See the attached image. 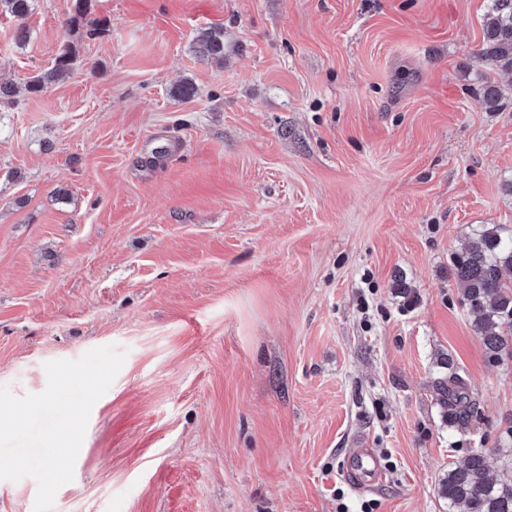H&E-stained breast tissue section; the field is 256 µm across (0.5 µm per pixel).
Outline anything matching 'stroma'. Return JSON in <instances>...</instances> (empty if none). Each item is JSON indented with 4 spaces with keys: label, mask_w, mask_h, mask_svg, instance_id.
<instances>
[{
    "label": "stroma",
    "mask_w": 512,
    "mask_h": 512,
    "mask_svg": "<svg viewBox=\"0 0 512 512\" xmlns=\"http://www.w3.org/2000/svg\"><path fill=\"white\" fill-rule=\"evenodd\" d=\"M491 4L91 0L94 32L33 0L22 46L0 16V386L126 354L51 512H448L474 448L512 481V359L452 275L472 225H512V73L488 109L474 57ZM65 43L72 73L27 93ZM353 448L383 483L352 486ZM441 404L448 410V423L463 428L478 415L476 403L471 399L467 382L448 358V378L435 382Z\"/></svg>",
    "instance_id": "obj_1"
}]
</instances>
